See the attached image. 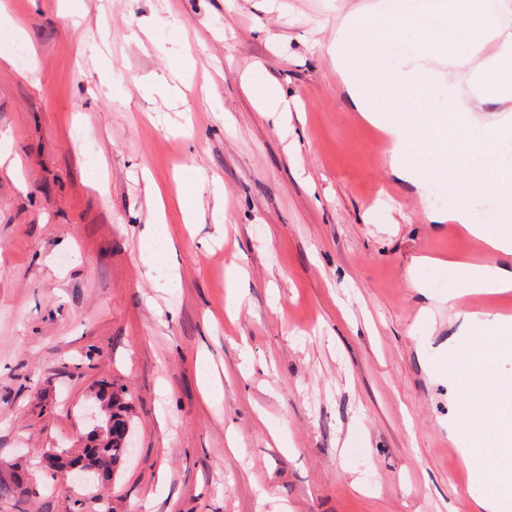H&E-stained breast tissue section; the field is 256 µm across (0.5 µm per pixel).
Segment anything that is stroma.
<instances>
[{
    "mask_svg": "<svg viewBox=\"0 0 512 512\" xmlns=\"http://www.w3.org/2000/svg\"><path fill=\"white\" fill-rule=\"evenodd\" d=\"M370 2L84 0L75 28L57 0H0L36 49L0 60V152L21 161L0 165V485L26 472L0 512H481L445 449L459 398L440 346L462 312L512 315V295L451 308L435 279L409 281L420 257L482 251L425 219L350 107L327 48ZM187 57L184 99L137 95L178 84ZM258 74L292 111H266ZM199 172L210 188L189 230L178 192ZM156 186L171 253L145 237ZM233 269L247 274L235 320ZM116 387L132 416L116 481L50 477L42 454L87 436Z\"/></svg>",
    "mask_w": 512,
    "mask_h": 512,
    "instance_id": "1",
    "label": "stroma"
}]
</instances>
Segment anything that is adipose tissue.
I'll return each instance as SVG.
<instances>
[{
	"instance_id": "1",
	"label": "adipose tissue",
	"mask_w": 512,
	"mask_h": 512,
	"mask_svg": "<svg viewBox=\"0 0 512 512\" xmlns=\"http://www.w3.org/2000/svg\"><path fill=\"white\" fill-rule=\"evenodd\" d=\"M428 8L440 22L423 27L377 0L370 12L344 17L327 52L356 111L387 136L392 174L420 189L426 220L459 225L489 254L512 256V0H497L493 11L487 0H429ZM452 27L462 44L449 42ZM489 42L495 51L486 56ZM383 43L397 52H380ZM485 103L503 116L474 126L470 114ZM443 184L451 195L433 198V186ZM490 199L494 224L481 217ZM426 268L449 281L451 304L475 289L512 292V270L428 257L411 273L414 288H423Z\"/></svg>"
}]
</instances>
